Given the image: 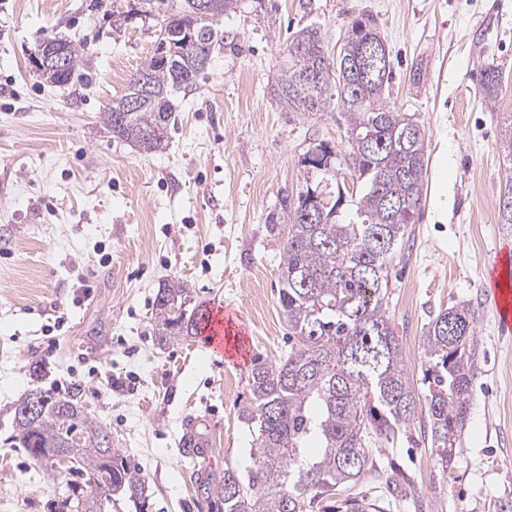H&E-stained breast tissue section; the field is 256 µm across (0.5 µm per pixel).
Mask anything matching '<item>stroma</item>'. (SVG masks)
I'll return each mask as SVG.
<instances>
[{"instance_id": "stroma-1", "label": "stroma", "mask_w": 512, "mask_h": 512, "mask_svg": "<svg viewBox=\"0 0 512 512\" xmlns=\"http://www.w3.org/2000/svg\"><path fill=\"white\" fill-rule=\"evenodd\" d=\"M0 0V512H55L68 474L5 447L27 391L79 388L89 413L146 479L153 512H213L181 440L196 424L205 464L249 465L239 422L250 364L215 360L201 339L157 345L153 300L179 279L211 307L237 312L250 356L288 348L278 305L284 201L304 191L301 161L321 142L349 150L339 110L287 112L271 91L293 35L320 28L339 52L353 19L370 16L391 53L390 99L426 134L429 165L415 224L389 270L387 315L423 393V336L441 310H477L481 369L469 422L447 474L426 443L383 448L411 476L388 492L397 512H497L512 498V337L484 296L483 269L512 247L498 199L512 160L498 149L512 113V0H238L217 22L224 42L196 90L172 95L166 149L114 138L100 116L149 57L156 23L112 29L129 0ZM49 35L86 43L67 85L31 62ZM502 72L494 107L479 94ZM41 363L32 374V363Z\"/></svg>"}]
</instances>
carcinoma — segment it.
<instances>
[{
    "instance_id": "obj_1",
    "label": "carcinoma",
    "mask_w": 512,
    "mask_h": 512,
    "mask_svg": "<svg viewBox=\"0 0 512 512\" xmlns=\"http://www.w3.org/2000/svg\"><path fill=\"white\" fill-rule=\"evenodd\" d=\"M212 13L196 12V0H138L141 8L112 11L120 29L133 18L151 16L208 36V51L223 42L215 24L236 8L237 0H215ZM373 23L354 20L338 53L337 71L328 83L315 81L325 46L319 28L307 26L293 37L308 46L307 56H288L280 66L273 94L287 112L316 114L335 106L349 133V156L359 187L355 209L340 211L344 188L336 185L330 201L323 185L336 177L338 154L328 145L310 147L303 157L304 181L316 182L285 206L279 261L278 304L288 327V352L278 361L256 360L246 380L247 396L238 418L251 434L250 465L224 463V475L197 470L198 490L224 503V512H390L380 498L358 496L361 478L376 476L389 485L408 480L395 459L383 460L376 445H395L416 420L417 400L384 307L388 271L408 225L416 223L426 174V136L413 115L385 96L391 74L366 76L358 67ZM171 36L157 38L153 53L132 75L125 94L103 113L112 136L145 152L168 144L176 90L197 88L200 73L175 74L170 63ZM87 47L66 41L63 74L42 73L65 85L78 72ZM148 76L152 94L133 110L140 77ZM502 72L484 71L482 97L493 106ZM500 223L512 224V183L498 204ZM204 303L186 284L172 280L153 301L154 336L166 346L198 335ZM477 314L469 304L441 311L428 323L424 350L428 366L426 430L421 433L442 473L457 453L469 417L479 372ZM44 404L38 416H23L31 394L12 408L10 436L37 463L65 464L71 479L58 512H152L145 479L116 450L101 446L107 431L85 411L78 394L38 390Z\"/></svg>"
}]
</instances>
